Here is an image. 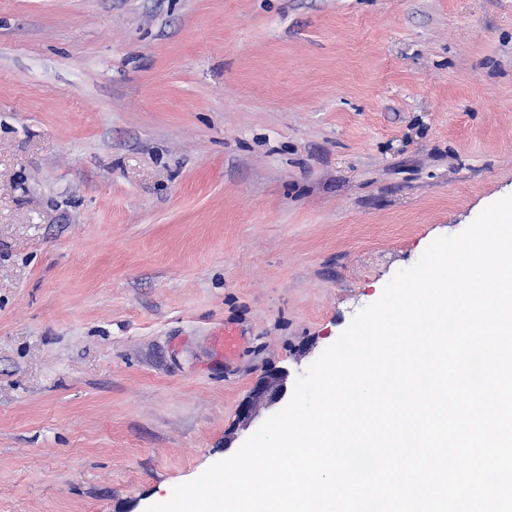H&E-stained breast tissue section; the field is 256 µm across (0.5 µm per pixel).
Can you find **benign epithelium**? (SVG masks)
I'll return each mask as SVG.
<instances>
[{
    "label": "benign epithelium",
    "mask_w": 512,
    "mask_h": 512,
    "mask_svg": "<svg viewBox=\"0 0 512 512\" xmlns=\"http://www.w3.org/2000/svg\"><path fill=\"white\" fill-rule=\"evenodd\" d=\"M290 371L271 367L258 377L238 405L235 422L224 431V448H229L243 432L254 427L264 413L287 401Z\"/></svg>",
    "instance_id": "benign-epithelium-1"
}]
</instances>
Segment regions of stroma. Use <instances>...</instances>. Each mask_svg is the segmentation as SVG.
Masks as SVG:
<instances>
[{"instance_id":"stroma-1","label":"stroma","mask_w":512,"mask_h":512,"mask_svg":"<svg viewBox=\"0 0 512 512\" xmlns=\"http://www.w3.org/2000/svg\"><path fill=\"white\" fill-rule=\"evenodd\" d=\"M509 195L512 0H0V512L167 501ZM288 367H271L258 377L238 405L235 422L224 431V450L231 448L242 432L254 427L264 413L287 401Z\"/></svg>"}]
</instances>
